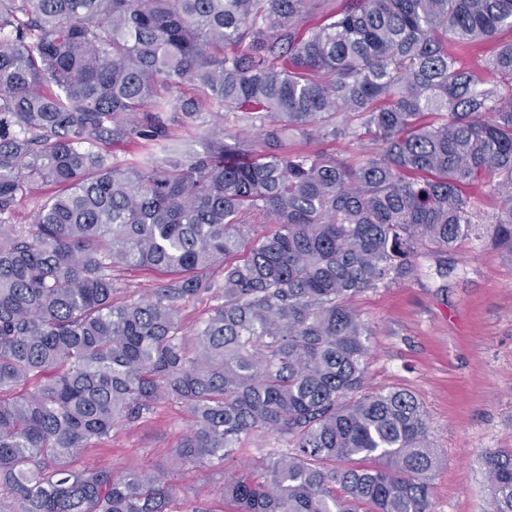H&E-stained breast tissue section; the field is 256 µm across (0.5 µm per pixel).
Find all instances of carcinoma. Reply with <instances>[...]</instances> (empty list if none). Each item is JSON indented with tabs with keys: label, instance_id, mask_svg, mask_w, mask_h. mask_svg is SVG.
<instances>
[{
	"label": "carcinoma",
	"instance_id": "cac0c4a2",
	"mask_svg": "<svg viewBox=\"0 0 512 512\" xmlns=\"http://www.w3.org/2000/svg\"><path fill=\"white\" fill-rule=\"evenodd\" d=\"M318 2L0 0V512H169L163 470L69 464L169 399L194 419L183 465L247 432L291 443L224 477L237 512H431L426 412L368 390L351 301L472 236L475 181L512 253V0H343L304 24ZM172 118L203 151L170 148ZM132 140L153 153L118 161ZM132 266L179 277L118 303L112 270ZM201 293L216 304L188 333ZM482 467L486 512H512V449ZM346 148L345 144L336 142L335 143H327L324 145H317L315 143H306L303 139H301L299 136L290 140L288 142V150L290 151H297V150H319L323 149L327 153L336 154L342 158L347 159H356V157H359V154L356 150ZM215 302L209 294H202L196 298L182 302L181 316L184 325L189 329L207 316L208 311Z\"/></svg>",
	"mask_w": 512,
	"mask_h": 512
}]
</instances>
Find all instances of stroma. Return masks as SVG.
Wrapping results in <instances>:
<instances>
[{"label": "stroma", "instance_id": "stroma-1", "mask_svg": "<svg viewBox=\"0 0 512 512\" xmlns=\"http://www.w3.org/2000/svg\"><path fill=\"white\" fill-rule=\"evenodd\" d=\"M413 265L405 280L365 290L353 301L371 333L368 386L405 389L422 403L439 453L432 512H485L480 458L489 449L512 448V254L486 235L449 251L419 250ZM112 276L119 302L172 278L144 267L118 268ZM191 427L181 404L161 402L137 422L114 428L70 465L162 469L174 485V512L193 505L234 512L224 498L223 467L175 462L172 450ZM288 447L283 437L245 433L232 468L272 462Z\"/></svg>", "mask_w": 512, "mask_h": 512}]
</instances>
